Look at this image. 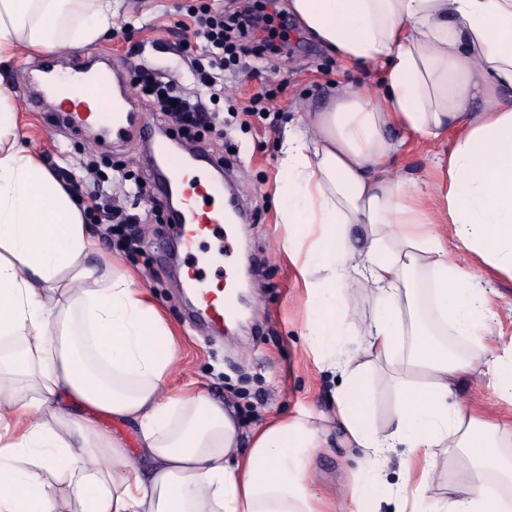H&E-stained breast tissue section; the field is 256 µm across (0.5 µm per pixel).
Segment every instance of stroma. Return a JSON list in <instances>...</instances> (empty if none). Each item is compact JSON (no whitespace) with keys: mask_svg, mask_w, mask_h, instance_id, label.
I'll return each mask as SVG.
<instances>
[{"mask_svg":"<svg viewBox=\"0 0 512 512\" xmlns=\"http://www.w3.org/2000/svg\"><path fill=\"white\" fill-rule=\"evenodd\" d=\"M204 1L228 15L254 5V0H119L111 36L90 46L62 47L54 55L65 59L102 51L131 68L141 63L175 73L187 91H197L196 71L208 60L195 32L179 30L176 23L187 20ZM279 14L290 34L284 52L262 61L245 53L227 62L224 92L208 103L216 125L224 129V144L214 147L213 153H232L239 175L237 190L252 213L251 223L224 227V245L230 252L224 278L232 283L250 278L260 298L244 326L228 323L219 337L190 322L181 297L183 282L175 273L179 263L160 257L159 244L168 238L169 228L147 198L130 192L132 180L150 182L155 176L145 155L146 141L135 134L104 141L92 132L77 137L52 130L48 112L28 100L24 83L25 72L39 73L45 52L20 49L5 80L20 130L46 164L56 167L59 177H73L86 192L106 183L113 201L137 216L140 248L122 251L108 246L104 252L135 274L138 286L174 331L168 388H191L230 404L247 435L282 415L327 411L338 387L335 376L321 370L304 336L306 290L300 266L279 247L291 233L279 224L274 206L283 183L281 143L304 113L321 111L339 93L383 91L381 71L350 65L311 37L287 9ZM258 92L264 95L261 110L244 115L243 107ZM439 151V145L407 139L392 168L417 181L435 180L433 162ZM473 286L492 302L487 322L496 339L483 363L463 376L459 397L480 415L509 428L512 399L501 394L498 377L512 371V279L480 270ZM366 385L372 421L383 425L397 400L394 385L378 364L367 371ZM401 458V452L392 454L389 487L382 490L365 485L356 463L337 443L315 454L314 480L317 487L333 491L334 512H351L349 489L355 484L365 485L369 512H395L391 487L398 480ZM440 460L439 478L426 492L430 499L465 490L463 474L469 465L465 453L452 448L441 453Z\"/></svg>","mask_w":512,"mask_h":512,"instance_id":"35a3bbf8","label":"stroma"}]
</instances>
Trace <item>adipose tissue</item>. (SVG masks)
<instances>
[{"mask_svg":"<svg viewBox=\"0 0 512 512\" xmlns=\"http://www.w3.org/2000/svg\"><path fill=\"white\" fill-rule=\"evenodd\" d=\"M115 0H0V65L18 48L88 45L112 26ZM306 31L347 61L384 72L373 97L348 90L281 145L278 220L298 226L284 252L307 249V336L343 374L330 416L280 417L243 437L234 410L193 391L169 392L174 337L133 274L94 250L83 213L18 128L0 88V512H326L312 460L336 426L372 483L391 448L405 446L398 496L438 477L435 451L465 448L461 496L412 512H512L499 484L512 479L500 443L512 431L455 402L483 359L489 329L469 298L470 272L449 258L438 225L487 268L512 278V0H287ZM73 18L62 31L65 18ZM400 129L447 141L439 177L424 185L393 173ZM428 271L420 306L414 275ZM369 290L364 356L385 362L401 393L383 426L370 423L351 359L336 355L351 279ZM430 324L405 367L394 355L405 313ZM476 337L468 359L432 341L434 326ZM426 374L405 384L403 369ZM93 409L76 417L68 404ZM136 422L145 465L98 414ZM63 476L69 500L49 494Z\"/></svg>","mask_w":512,"mask_h":512,"instance_id":"ef3b65f1","label":"adipose tissue"}]
</instances>
